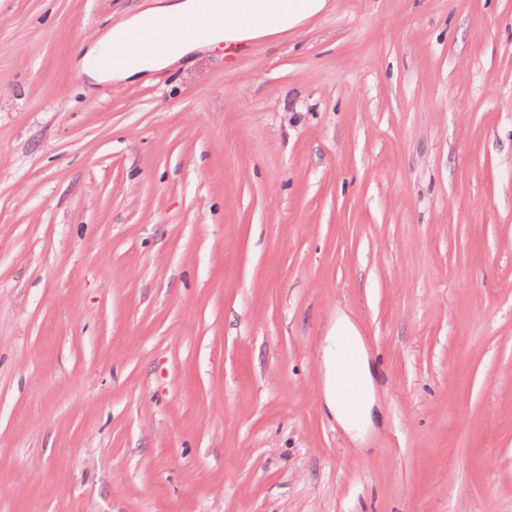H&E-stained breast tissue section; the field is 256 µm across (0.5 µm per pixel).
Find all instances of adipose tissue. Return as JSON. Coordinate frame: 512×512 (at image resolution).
<instances>
[{
  "mask_svg": "<svg viewBox=\"0 0 512 512\" xmlns=\"http://www.w3.org/2000/svg\"><path fill=\"white\" fill-rule=\"evenodd\" d=\"M326 7L327 0H224L223 18L215 19L209 33L202 37L185 28L196 15L197 0H155L152 6L130 15L121 27L128 36L127 47L131 50L138 49V36L145 29L180 30V38L169 50L145 55L134 67L116 65L102 68L97 61L111 54V38L107 35L95 37L88 43L82 72L87 79L96 82L106 79L116 83L131 81L145 73L168 67L204 45L220 42L241 45L286 33L314 18ZM327 340L335 345L337 360L343 355H350L359 394L353 401L343 394L339 386L340 367L336 360L326 365L323 397L345 429L362 434L370 423V412L375 405L369 356L357 329L346 317L337 318Z\"/></svg>",
  "mask_w": 512,
  "mask_h": 512,
  "instance_id": "ef3b65f1",
  "label": "adipose tissue"
}]
</instances>
